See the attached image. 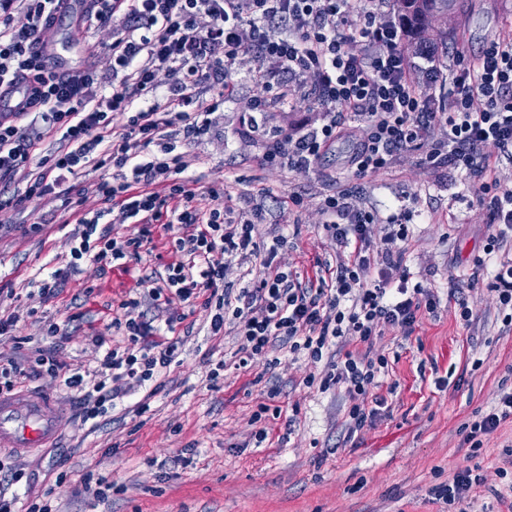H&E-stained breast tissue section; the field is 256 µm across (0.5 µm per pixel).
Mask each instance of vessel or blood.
I'll return each instance as SVG.
<instances>
[{
	"mask_svg": "<svg viewBox=\"0 0 512 512\" xmlns=\"http://www.w3.org/2000/svg\"><path fill=\"white\" fill-rule=\"evenodd\" d=\"M60 429L50 396L35 392L0 395V453L22 454L42 447Z\"/></svg>",
	"mask_w": 512,
	"mask_h": 512,
	"instance_id": "1",
	"label": "vessel or blood"
}]
</instances>
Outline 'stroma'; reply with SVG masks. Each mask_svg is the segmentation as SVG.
Returning a JSON list of instances; mask_svg holds the SVG:
<instances>
[{
	"instance_id": "stroma-1",
	"label": "stroma",
	"mask_w": 512,
	"mask_h": 512,
	"mask_svg": "<svg viewBox=\"0 0 512 512\" xmlns=\"http://www.w3.org/2000/svg\"><path fill=\"white\" fill-rule=\"evenodd\" d=\"M437 26L449 44L477 51L512 28V0H464L460 13ZM260 66L246 57L236 97L210 115L204 135L188 140L173 126L164 136L178 143L198 208L215 206L206 192L213 184L226 187L243 208H261L256 241L286 237L277 266L310 277L317 261L336 259L319 208L346 186L354 144L338 142L307 172L263 164L269 125L249 139L238 135L258 91L248 74ZM100 179L89 169L69 177L67 207L48 194L24 209L0 211V317L19 318L13 338L0 340V359L24 360L50 322L63 326L57 355L74 372L95 367L97 338L110 348L126 345V337L114 335L112 319L121 300L140 292V276L173 260L163 230H156L151 254L129 268L103 271L81 262L51 298L31 284L42 269L68 267L75 216L99 208ZM362 186L366 202L380 210L414 211L403 266L410 283L439 301L435 312L421 314L412 335L388 330L377 338L374 350L388 359L389 375L378 389L386 404L373 425L347 436L345 389L306 388L304 379L319 366L303 356L281 354L271 370L229 367L211 380L208 353L230 358L234 338L208 336L205 297L190 306L176 300L169 312L180 319L173 334L183 340L181 362L164 375L147 412L136 411L145 394L138 388L116 399L92 427L80 419L76 393L55 376L23 383V390L54 397L62 433L47 447L11 457L21 475L18 492L50 501L54 512H512V418L484 436L476 452L462 431L512 391V325L477 264L485 255L488 211L470 201L460 170L427 166L416 153L397 157ZM292 195L302 198V214L289 210ZM37 222L42 230H34ZM459 292L473 310L472 323L459 316ZM272 386L281 391L282 415L267 420L268 438L259 444L253 415L261 391ZM465 470L480 477L468 497L451 506L436 500L434 488ZM101 475L113 483L104 499L83 490L84 478Z\"/></svg>"
}]
</instances>
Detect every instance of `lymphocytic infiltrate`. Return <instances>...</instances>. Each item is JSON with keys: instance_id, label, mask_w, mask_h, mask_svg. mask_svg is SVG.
<instances>
[{"instance_id": "f902f5d3", "label": "lymphocytic infiltrate", "mask_w": 512, "mask_h": 512, "mask_svg": "<svg viewBox=\"0 0 512 512\" xmlns=\"http://www.w3.org/2000/svg\"><path fill=\"white\" fill-rule=\"evenodd\" d=\"M52 2L0 0V92L31 86L22 111L0 113V209H20L48 194L68 199V175L110 164L118 178L100 181L103 208L78 216L74 261L105 268L141 260L158 226L174 232L180 259L151 276L147 297L120 303L123 315L112 327L129 345L105 352L94 383L64 373L43 348L31 369L11 360L0 364V383L11 391L45 372L61 375L66 389L80 393L84 420L96 419L121 387L145 386L178 361L179 341L159 338L173 320L155 325L143 301L187 302L204 291L214 306L210 335L229 327L236 337L231 365L245 368L263 358L276 367L268 353L277 344L325 361L305 387L345 386L347 431L363 428L386 403L381 396L370 408L361 401L388 367L373 351L375 340L388 329L413 333L420 312L437 307L428 289L408 284L409 229L402 213L381 215L357 190L327 196L322 227L336 243L338 260L319 263L315 276L303 280L274 263L286 238L258 244L253 233L260 213L245 211L226 188H207L221 207L195 206L181 155L176 145L160 143V133L178 124L186 135L203 134L207 115L235 97L243 58L261 59L263 68L250 77L262 91L243 133L253 131L256 114L278 112L284 103L315 109L313 121L275 132L265 163L308 171L351 138L348 170L364 177L396 156L424 151L426 163L453 165L469 178L473 198L488 209L495 228L488 245L493 252L512 237V187L500 178L502 162L512 163V30L485 41L477 55L455 49L444 71L433 47L412 42L406 20L387 9L386 0H99L87 27L118 25L111 41L99 45L112 58L106 88L92 67L58 73L45 65L39 49L53 29L45 18ZM448 80L453 91L446 95ZM204 84L217 87L216 97L201 98ZM29 112L39 113L41 126L24 124ZM116 112L130 115L120 133L111 129ZM51 137L59 140L57 150L39 155L41 142ZM154 143L160 149L152 154ZM20 176L27 180L24 193H9ZM113 206L137 233L104 226ZM380 223L388 231L375 250L372 232ZM235 259L245 265V285L236 291L224 283Z\"/></svg>"}]
</instances>
